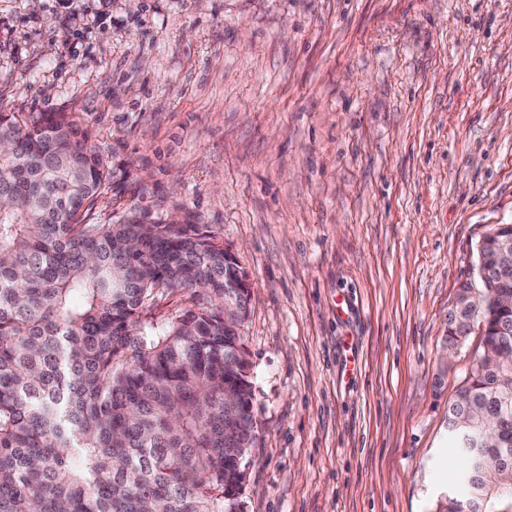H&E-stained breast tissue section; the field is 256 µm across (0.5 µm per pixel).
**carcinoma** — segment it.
<instances>
[{
  "label": "carcinoma",
  "mask_w": 512,
  "mask_h": 512,
  "mask_svg": "<svg viewBox=\"0 0 512 512\" xmlns=\"http://www.w3.org/2000/svg\"><path fill=\"white\" fill-rule=\"evenodd\" d=\"M0 512H243L251 364L224 328L247 274L205 224H91L108 170L68 112L0 113ZM190 305L145 313L160 293ZM478 293V306L463 305ZM512 224L451 313L483 323L448 405L452 490L432 512H512Z\"/></svg>",
  "instance_id": "obj_1"
}]
</instances>
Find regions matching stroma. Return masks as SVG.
Returning a JSON list of instances; mask_svg holds the SVG:
<instances>
[{"mask_svg": "<svg viewBox=\"0 0 512 512\" xmlns=\"http://www.w3.org/2000/svg\"><path fill=\"white\" fill-rule=\"evenodd\" d=\"M70 112L93 224L209 225L248 273L244 512H431L448 348L512 224V0H0V113Z\"/></svg>", "mask_w": 512, "mask_h": 512, "instance_id": "1", "label": "stroma"}]
</instances>
